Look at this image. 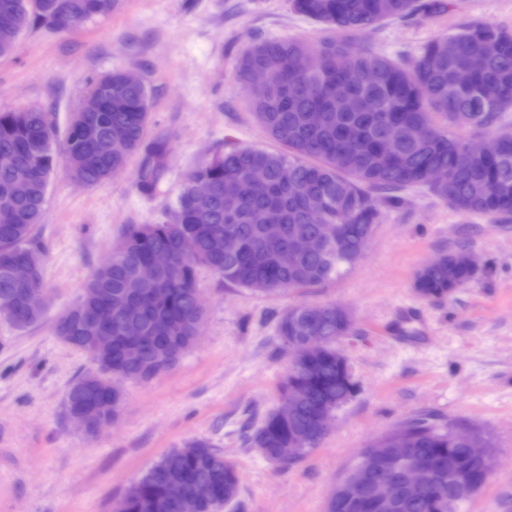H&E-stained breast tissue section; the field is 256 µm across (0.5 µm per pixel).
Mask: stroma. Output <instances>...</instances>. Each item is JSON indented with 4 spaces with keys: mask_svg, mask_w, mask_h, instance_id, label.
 I'll return each instance as SVG.
<instances>
[{
    "mask_svg": "<svg viewBox=\"0 0 512 512\" xmlns=\"http://www.w3.org/2000/svg\"><path fill=\"white\" fill-rule=\"evenodd\" d=\"M476 22L512 30V0H448L445 14L387 23L357 40L394 56ZM326 35L289 0H120L76 35L27 32L0 57V111L40 107L63 127L86 80L131 71L153 90L151 132L172 145L169 174L150 199L137 190L133 161L96 186L75 184L61 164L50 178L40 226L47 310L22 331L0 319V512H113L155 462L194 440L236 465L240 512H324L369 442L431 410L483 428L494 444L495 474L467 512H512V220L461 214L427 191L383 205L363 258L339 279L267 297L201 271L203 332L179 364L124 382L121 413L100 436L87 437L65 414L70 383L92 363L58 340L55 317L109 259L123 225L165 217L190 167L229 144L268 146L237 75L253 41ZM459 249L481 262L467 290L451 302L421 299L417 268ZM330 302L355 319L356 335L339 346L359 391L322 444L284 467L237 435L245 410L261 419L275 406L288 365L264 316Z\"/></svg>",
    "mask_w": 512,
    "mask_h": 512,
    "instance_id": "35a3bbf8",
    "label": "stroma"
}]
</instances>
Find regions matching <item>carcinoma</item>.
Returning a JSON list of instances; mask_svg holds the SVG:
<instances>
[{
	"label": "carcinoma",
	"instance_id": "carcinoma-1",
	"mask_svg": "<svg viewBox=\"0 0 512 512\" xmlns=\"http://www.w3.org/2000/svg\"><path fill=\"white\" fill-rule=\"evenodd\" d=\"M120 0H0V57L10 55L26 31L58 36L78 32L88 21L112 13ZM297 14L324 25L334 35L310 44L262 39L240 63L254 118L276 149L232 146L197 163L183 177L173 204L175 216L149 224H127L112 260L95 270L82 293L54 325L59 339L75 336L77 350L96 361L68 387L65 409L85 410L96 422L119 415L123 393H109L102 380L149 381L175 367L204 325L198 269L225 283L265 296L309 288L350 270L363 256L382 220L375 193L388 204L427 189L453 209L491 222L512 216V131L496 135L487 155L471 156L462 130H489L512 110V31L493 24H472L448 38L426 43L406 59L390 57L349 36L390 20L446 11L447 0H290ZM484 58L482 70L466 84L460 76L472 56ZM265 70L263 85L250 72ZM151 89L130 84L113 70L87 82L80 109L69 115L63 134L40 108L0 112V300L14 309L5 321L16 330L42 321L30 298L45 291L44 252L38 228L44 222L47 186L59 157L70 178L87 186L106 182L116 168L138 162L137 189L153 197L170 170L171 145L163 134H149ZM265 170L262 189L251 179ZM433 168L448 170V181L432 183ZM211 184L208 195L195 194L197 180ZM235 191L224 194V183ZM323 223L309 219L312 210ZM279 224L269 239L265 225ZM319 241L312 253L288 266L282 253L297 238ZM156 250L171 264L151 280L137 278L139 267ZM462 251H450L421 265L413 288L425 300L454 299L475 271ZM133 322L142 330L139 345L126 341ZM112 332V356L98 358L93 336ZM352 312L341 304H301L275 315L279 343L294 341L298 356L277 385L288 399V384L305 387L288 417L267 414L247 434L248 445L287 467L326 437L324 414L343 407L356 393L338 341L354 333ZM453 421L434 413L416 414L378 439L391 455L400 441L405 456L399 470L427 457L423 482L411 484L397 474L391 499L379 511L369 507L372 491L355 470L330 493L325 512H355L352 498L367 505L361 512H465L477 489L456 482L457 468L479 469L467 443L450 429ZM237 468L206 441L176 448L135 481L118 504L119 512H181L195 502L197 512H224L237 503Z\"/></svg>",
	"mask_w": 512,
	"mask_h": 512
}]
</instances>
